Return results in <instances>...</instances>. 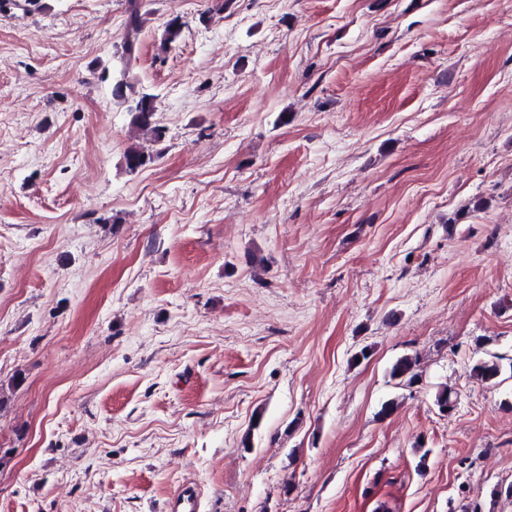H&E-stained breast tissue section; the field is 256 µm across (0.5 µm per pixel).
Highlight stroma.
<instances>
[{"instance_id": "obj_1", "label": "stroma", "mask_w": 512, "mask_h": 512, "mask_svg": "<svg viewBox=\"0 0 512 512\" xmlns=\"http://www.w3.org/2000/svg\"><path fill=\"white\" fill-rule=\"evenodd\" d=\"M139 3L132 175L128 0H0V512H512V0ZM131 90V85L127 82L126 68L113 71L112 96L123 103H128L127 112L131 116V124L150 135L152 145L158 144L164 138V131L157 125L155 103L156 97L153 94L141 93L137 97L129 98L126 89ZM159 156L157 150L145 145H131L124 151V165L129 174H136L152 164ZM503 357L497 354L476 360L470 367L469 376L489 385L499 384L502 379ZM417 360L411 357H402L398 359L390 369L392 379H398L406 385H413L419 381V374L416 372ZM201 491L197 485L187 483L169 500V512H197L200 509Z\"/></svg>"}]
</instances>
